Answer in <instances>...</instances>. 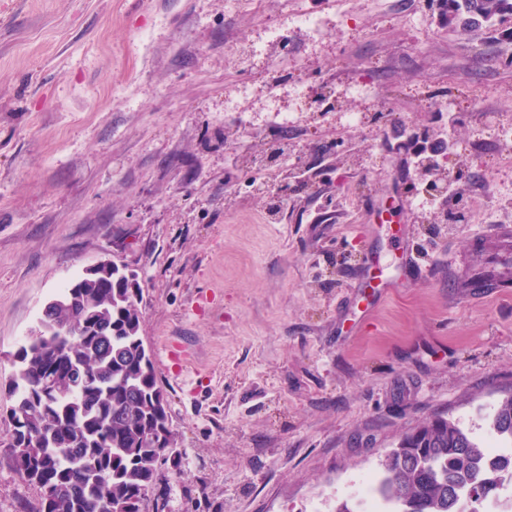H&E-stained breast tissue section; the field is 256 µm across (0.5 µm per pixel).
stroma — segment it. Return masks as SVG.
I'll return each instance as SVG.
<instances>
[{"mask_svg":"<svg viewBox=\"0 0 512 512\" xmlns=\"http://www.w3.org/2000/svg\"><path fill=\"white\" fill-rule=\"evenodd\" d=\"M403 126L452 143L458 221ZM502 126L512 38L434 0H0V512L40 499L7 448L12 355L102 261L141 290L179 455L145 512H365L430 417L493 443L512 292L457 279L512 259ZM399 228L422 273L361 315V256L396 264Z\"/></svg>","mask_w":512,"mask_h":512,"instance_id":"1","label":"stroma"}]
</instances>
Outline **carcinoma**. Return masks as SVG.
I'll return each mask as SVG.
<instances>
[{"instance_id": "obj_1", "label": "carcinoma", "mask_w": 512, "mask_h": 512, "mask_svg": "<svg viewBox=\"0 0 512 512\" xmlns=\"http://www.w3.org/2000/svg\"><path fill=\"white\" fill-rule=\"evenodd\" d=\"M439 16L462 34H491L512 19V0H438ZM110 297L79 304L72 297L93 282L63 289L13 355L15 375L8 448L20 476L39 488V512H143L159 469L174 454L168 404L140 336V291L120 268L101 284ZM84 321L80 336H59ZM57 352L75 365L54 390L39 381L45 357ZM496 436L512 445V396L492 415ZM508 463L438 415L404 433L382 464L376 494L388 512H480L503 481Z\"/></svg>"}]
</instances>
